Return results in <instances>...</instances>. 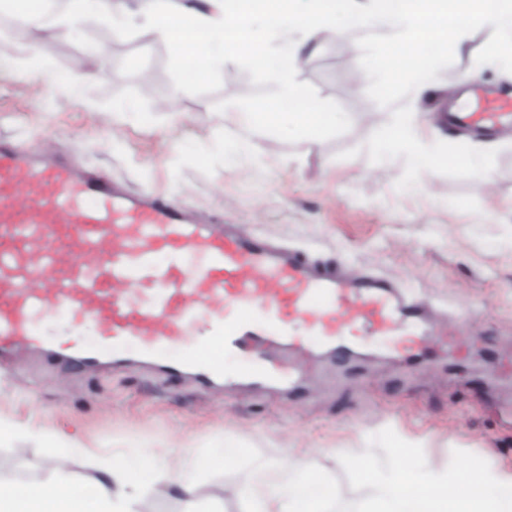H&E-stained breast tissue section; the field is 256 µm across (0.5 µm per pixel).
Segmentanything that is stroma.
Here are the masks:
<instances>
[{
    "label": "stroma",
    "mask_w": 512,
    "mask_h": 512,
    "mask_svg": "<svg viewBox=\"0 0 512 512\" xmlns=\"http://www.w3.org/2000/svg\"><path fill=\"white\" fill-rule=\"evenodd\" d=\"M464 37L468 51L448 43L429 65L431 89L419 95L388 64L400 40L346 33L322 46L294 79L335 113V125L306 153L290 135L276 156L255 139L262 163L245 169L221 143L224 119L272 111L281 85L238 48L226 47L221 71L188 82L181 47L135 29L118 40L92 23L35 51L23 24L0 36V49L45 73L0 76V138L22 153L62 158L129 193H159L313 257L391 277L464 338L459 354L437 341L410 362L391 356L389 338H370L349 373L333 372L316 341L309 380L288 393L236 385L250 360L233 353L224 356L222 390L156 372L5 367L0 419L18 430L0 439V479L37 482L68 459L67 492L93 512L89 481L99 466L137 454L158 467L172 438L191 447L195 492L150 500L151 512H251L231 487L290 450H361L383 462L388 448L415 439L441 460L462 449L466 468L490 456L512 463V368L502 356L512 346V134L478 164L463 134H437L442 105L465 76L477 71L484 85L512 86V69L488 53L493 28L479 22ZM89 42L109 47L112 66L76 94L69 60ZM118 110L123 120L114 119ZM416 111L429 120L422 138L435 156L431 170L389 155L378 140L399 113Z\"/></svg>",
    "instance_id": "1"
}]
</instances>
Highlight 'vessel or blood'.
Instances as JSON below:
<instances>
[{"instance_id": "1", "label": "vessel or blood", "mask_w": 512, "mask_h": 512, "mask_svg": "<svg viewBox=\"0 0 512 512\" xmlns=\"http://www.w3.org/2000/svg\"><path fill=\"white\" fill-rule=\"evenodd\" d=\"M446 120L512 130V98L488 90ZM57 315L94 322L99 346L47 341L42 323ZM429 316L390 278L196 220L163 195L129 194L102 173L0 140V364L41 353L77 372L125 367L133 341L143 366L172 379L222 386L224 354L237 350L254 361L248 384L295 389L306 336L332 354L355 337L389 336L413 358L430 339L419 328ZM194 334L197 355L160 357Z\"/></svg>"}]
</instances>
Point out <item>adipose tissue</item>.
Here are the masks:
<instances>
[{"mask_svg":"<svg viewBox=\"0 0 512 512\" xmlns=\"http://www.w3.org/2000/svg\"><path fill=\"white\" fill-rule=\"evenodd\" d=\"M197 10L184 0H135L137 10L148 20L153 34L176 43L193 55L198 41H207L212 52L204 62L212 73L224 65L229 44L253 49L262 70L276 75L283 93L272 112H245L239 118L241 133L231 142L232 159L243 166L254 164L252 140L271 133L282 120H298L305 131L321 132L336 120L304 98L293 83L294 65L305 61L322 45L346 31L380 27L404 37L411 50L425 41L423 22H430L437 38L448 36V18L465 14L491 24L497 44L512 56V0H377L373 15L343 6L342 0H206ZM12 11L27 28L31 47L76 33L90 21L107 26L113 36L126 34L125 0H69L57 19L45 17L44 7L33 8L29 0H9ZM277 51H268L269 43ZM419 115L406 113L385 129L381 139L391 150L407 151L415 166L433 167L434 158L419 138ZM154 477L142 492L130 491L129 463L118 460L95 478L98 512H146V498L188 496L192 484L181 472L187 454L183 441L171 440ZM396 466L387 473L365 458L348 462L357 482L326 483L320 466L296 458L285 463L257 466L249 480L233 487L234 496L257 501L260 512H350L356 490L382 512H512V469L489 459L477 469L460 468L456 460L440 461L419 455L417 447L392 451ZM66 468L57 463L47 480L28 484L25 493L0 481V512H83L82 502L70 498L60 480Z\"/></svg>","mask_w":512,"mask_h":512,"instance_id":"ef3b65f1","label":"adipose tissue"}]
</instances>
